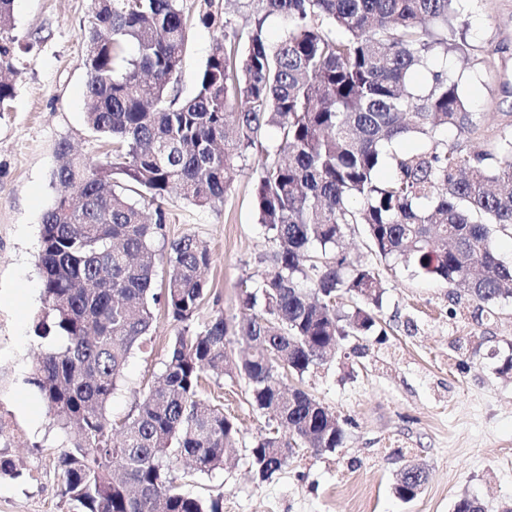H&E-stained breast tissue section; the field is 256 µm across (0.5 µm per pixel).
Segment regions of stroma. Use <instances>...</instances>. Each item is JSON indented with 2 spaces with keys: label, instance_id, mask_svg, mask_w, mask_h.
Listing matches in <instances>:
<instances>
[{
  "label": "stroma",
  "instance_id": "stroma-1",
  "mask_svg": "<svg viewBox=\"0 0 512 512\" xmlns=\"http://www.w3.org/2000/svg\"><path fill=\"white\" fill-rule=\"evenodd\" d=\"M455 32L464 34V60L448 71L462 96L483 113L473 133L448 130L449 144L469 154L492 150L512 134V0H458ZM92 0H15L13 31L26 44L10 111L0 113V417L13 432L0 439V458L15 476L0 478V512H74L62 494L57 467L62 434L29 377L36 346L32 321L42 308L38 268L40 225L58 187V146L70 143L90 160L104 142L85 122L87 70L82 31ZM216 38L194 26L177 77L192 95ZM252 169L235 178L223 204L201 209L175 198L167 205V239L193 234L207 241L212 261L205 278L210 300L194 316L238 312L241 280L259 278L260 256L272 242L258 222ZM350 260L376 268L384 289L379 326L345 342L301 385L340 419L345 440L327 452L301 448L269 480L251 470L250 449L275 421L253 410L244 380L210 377L205 394L220 398L240 435L231 459L209 476L173 473L182 491L222 498L223 512H453L455 502L478 499L484 512L512 508V375L499 368L512 357V298L494 316L468 296L401 262L371 252L362 227L343 242ZM178 326L158 315L152 341L129 360L109 410L114 422L130 414L153 385ZM428 480L416 499H398L394 485L407 462Z\"/></svg>",
  "mask_w": 512,
  "mask_h": 512
}]
</instances>
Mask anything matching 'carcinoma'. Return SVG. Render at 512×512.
<instances>
[{"mask_svg": "<svg viewBox=\"0 0 512 512\" xmlns=\"http://www.w3.org/2000/svg\"><path fill=\"white\" fill-rule=\"evenodd\" d=\"M254 2L229 41L225 8L197 0L196 22L221 37L186 98L173 85L188 45L183 0H95L84 32L86 123L112 143L96 163L60 146L54 178L64 192L42 216L44 306L30 378L52 426L75 432L58 467L79 512H223L218 498L178 490L172 470L185 460L210 475L233 448L236 424L199 395L210 372L241 377L252 406L288 428L255 440L252 469L280 471L282 448L342 446L344 422L285 378L376 323L379 273L340 250L355 224L375 255L420 268L490 316L512 298V265L491 237L493 227L512 232V139L471 156L438 138L481 120L448 68L431 69L467 50L448 37L454 0ZM274 15L285 23L276 42L266 36ZM13 28V0H0V112L15 97ZM418 72L426 76L414 87ZM411 135L426 143L395 148ZM253 150L258 223L274 249L261 279L241 282L233 320L219 312L196 326L211 250L191 234L166 241L164 205L172 195L199 208L223 203ZM136 195L154 206L152 220ZM160 310L181 329L117 440L108 404ZM230 336L249 344L238 362ZM425 483L407 465L395 494L412 501Z\"/></svg>", "mask_w": 512, "mask_h": 512, "instance_id": "cac0c4a2", "label": "carcinoma"}]
</instances>
